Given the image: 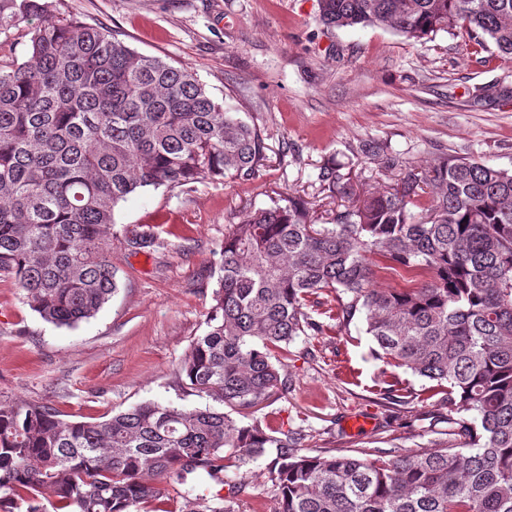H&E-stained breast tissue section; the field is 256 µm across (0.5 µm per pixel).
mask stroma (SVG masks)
<instances>
[{"label": "stroma", "instance_id": "stroma-1", "mask_svg": "<svg viewBox=\"0 0 512 512\" xmlns=\"http://www.w3.org/2000/svg\"><path fill=\"white\" fill-rule=\"evenodd\" d=\"M56 8L108 28L137 53L194 71L261 129L266 161L250 181L147 187L121 202L112 228L120 288L90 320L46 322L1 277L0 403H43L68 421L103 420L146 401L211 405L179 370L206 330L232 225L292 195L315 204L319 223L333 221L320 169L342 165L361 191L385 182L380 160L362 151L372 141L413 165L451 154L512 169V63L466 32L417 42L380 27L329 29L319 0H57ZM149 234L156 245H138ZM373 348L358 319L296 338L280 354L286 389L256 419L301 434L310 455L420 451L449 440L440 395L412 374H384ZM355 417L370 427L351 431ZM234 487L235 512H276L264 461L204 484L223 496Z\"/></svg>", "mask_w": 512, "mask_h": 512}]
</instances>
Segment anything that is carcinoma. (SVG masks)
<instances>
[{"instance_id":"1","label":"carcinoma","mask_w":512,"mask_h":512,"mask_svg":"<svg viewBox=\"0 0 512 512\" xmlns=\"http://www.w3.org/2000/svg\"><path fill=\"white\" fill-rule=\"evenodd\" d=\"M55 12L56 0H0V35L47 17L22 33L26 60L0 59V275L45 321L72 327L118 290L108 241L120 202L255 179L265 142L193 71ZM319 13L331 29L416 41L464 29L512 62V0H319ZM367 151L398 179L360 200L340 168L321 167L322 191L348 201L335 223L291 196L224 237L207 330L180 366L224 410L148 401L88 422L0 403V509L162 512L178 485L177 512H235L200 481L265 458L279 512H512V171ZM376 257L424 281L378 288ZM317 314L362 315L378 359L445 391L462 446L310 456L297 436L237 421L283 386L274 351L321 334Z\"/></svg>"}]
</instances>
